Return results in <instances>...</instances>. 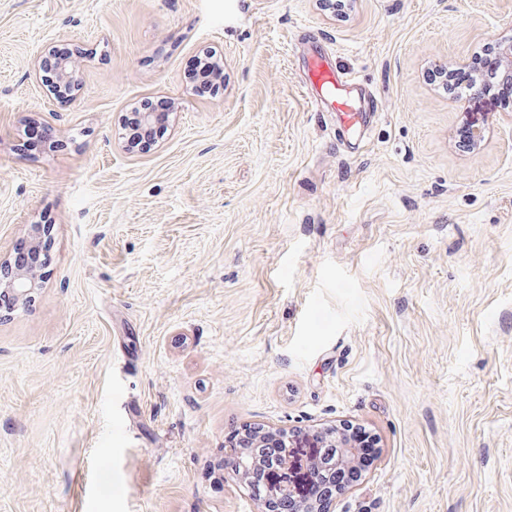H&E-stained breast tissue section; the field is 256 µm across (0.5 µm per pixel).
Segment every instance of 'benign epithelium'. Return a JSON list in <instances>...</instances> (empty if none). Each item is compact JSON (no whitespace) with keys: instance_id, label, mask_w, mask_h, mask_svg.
I'll list each match as a JSON object with an SVG mask.
<instances>
[{"instance_id":"1","label":"benign epithelium","mask_w":512,"mask_h":512,"mask_svg":"<svg viewBox=\"0 0 512 512\" xmlns=\"http://www.w3.org/2000/svg\"><path fill=\"white\" fill-rule=\"evenodd\" d=\"M78 62L61 59L55 65V89L58 98L73 101L80 91L79 80L74 78ZM160 113L141 112L138 120V137H150ZM489 124V113L470 112L463 126L468 129L467 145L475 149L481 146ZM0 273L5 281L0 283L4 291L16 302L26 303L40 286L43 275L36 262L16 264L10 259L0 262ZM312 452L301 455L296 449L303 446ZM262 433H257L253 443L247 446L230 445L224 448V469L253 491L257 512H280L282 503L288 502L296 512H327L336 496L344 489L336 486V472L352 466L357 459L356 445L351 436L326 432H284L281 435L282 451L270 457L264 455ZM322 482L320 500H311L305 490L312 477Z\"/></svg>"}]
</instances>
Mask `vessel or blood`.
Returning <instances> with one entry per match:
<instances>
[{
    "label": "vessel or blood",
    "instance_id": "1",
    "mask_svg": "<svg viewBox=\"0 0 512 512\" xmlns=\"http://www.w3.org/2000/svg\"><path fill=\"white\" fill-rule=\"evenodd\" d=\"M306 84L316 107L335 113L338 131H364L378 111L376 98L357 78L334 66L323 48H315L307 58Z\"/></svg>",
    "mask_w": 512,
    "mask_h": 512
}]
</instances>
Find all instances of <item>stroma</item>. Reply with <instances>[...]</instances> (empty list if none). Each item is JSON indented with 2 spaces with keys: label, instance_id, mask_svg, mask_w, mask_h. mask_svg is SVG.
<instances>
[{
  "label": "stroma",
  "instance_id": "obj_1",
  "mask_svg": "<svg viewBox=\"0 0 512 512\" xmlns=\"http://www.w3.org/2000/svg\"><path fill=\"white\" fill-rule=\"evenodd\" d=\"M314 39L377 97L355 150ZM509 42L512 0H0V259L49 227L0 318V512H256L229 432L349 423L379 452L332 512H512V118L460 147L429 77ZM56 46L73 103L34 70ZM62 58L55 65V92L58 98L66 101H74L80 91L79 80L74 78V73L78 67L77 60L71 58ZM170 107L163 104V102L154 103L151 99L143 101L139 107L132 109V116L127 118V129L134 130L136 123V113H139L138 120V138L148 139L157 124L160 113L158 112H169ZM0 271L5 278V282L1 280L0 283L3 292L11 294L14 301L21 303L31 300V294L40 286L43 279L37 262L21 265L7 258L0 262Z\"/></svg>",
  "mask_w": 512,
  "mask_h": 512
}]
</instances>
